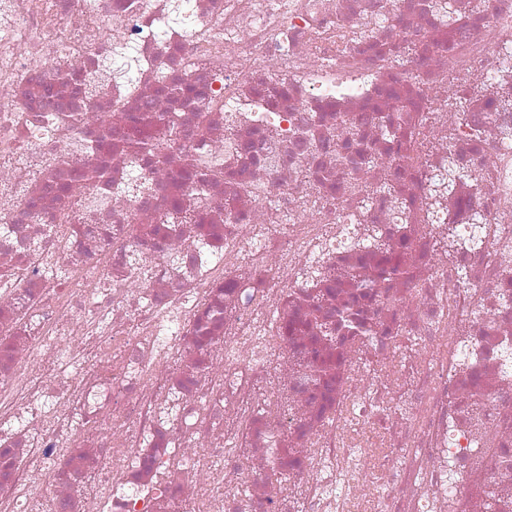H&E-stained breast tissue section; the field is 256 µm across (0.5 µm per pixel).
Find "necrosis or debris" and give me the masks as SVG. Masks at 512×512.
<instances>
[{
  "label": "necrosis or debris",
  "mask_w": 512,
  "mask_h": 512,
  "mask_svg": "<svg viewBox=\"0 0 512 512\" xmlns=\"http://www.w3.org/2000/svg\"><path fill=\"white\" fill-rule=\"evenodd\" d=\"M431 2L0 0V512H512V0Z\"/></svg>",
  "instance_id": "4bbe7bcc"
}]
</instances>
